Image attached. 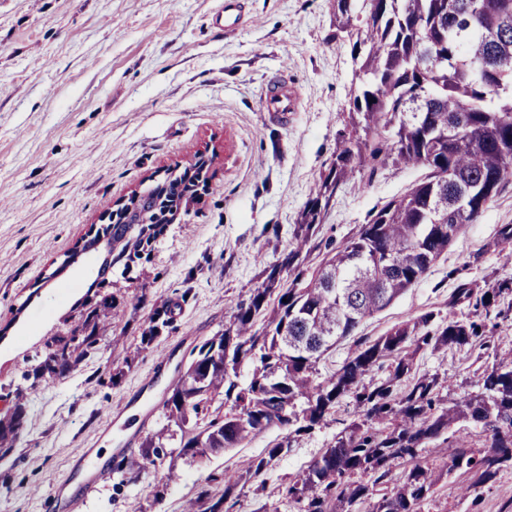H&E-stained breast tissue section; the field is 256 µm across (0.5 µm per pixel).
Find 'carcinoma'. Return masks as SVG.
<instances>
[{
    "label": "carcinoma",
    "mask_w": 512,
    "mask_h": 512,
    "mask_svg": "<svg viewBox=\"0 0 512 512\" xmlns=\"http://www.w3.org/2000/svg\"><path fill=\"white\" fill-rule=\"evenodd\" d=\"M354 2L334 0L336 36L349 38L360 72L348 130L298 215L293 247L264 268L261 285L236 303L224 330L196 347L164 401L167 427L144 438L140 456L161 457L172 426L182 455L192 458L202 441L227 449L270 428L284 435L266 456L224 474L219 498L204 489L185 512H215L220 504L230 512L239 488L325 424L345 398L354 419L287 488L299 512H357L369 496L376 497L373 512H417L452 471L486 485L512 469V348L496 354L475 390L453 401L441 396L447 380L415 371L427 352L490 349L489 323L502 316L498 299L512 292V279L486 289L460 283L453 301H469L470 316L427 312L373 340L359 336L340 367L318 377L325 353L424 278L512 183V0H364L363 15ZM390 162L424 167L428 175L371 213L342 244L322 243L324 216L349 177L363 172L371 179ZM204 165L188 161L150 194V205L176 216L207 182ZM144 232L127 221L103 227L116 254L104 260L97 287L109 267L121 262L125 274L142 259ZM321 246L323 257L310 265ZM115 308L112 296L84 304L34 378L66 375L93 356L100 323ZM171 324L169 306H155L142 347ZM248 362L252 375L241 385L238 370ZM470 420L483 425L484 449H472L460 435L449 461L419 463L429 440ZM26 421L19 392L13 411L0 417V459L13 452ZM401 460L413 465L392 484Z\"/></svg>",
    "instance_id": "carcinoma-1"
}]
</instances>
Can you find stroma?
<instances>
[{"mask_svg":"<svg viewBox=\"0 0 512 512\" xmlns=\"http://www.w3.org/2000/svg\"><path fill=\"white\" fill-rule=\"evenodd\" d=\"M218 2L0 0V416L12 412L19 391L27 412L16 447L0 460V512H47L76 482L85 452L131 459L145 434L166 426L177 365L223 330L237 301L260 286L263 268L285 256L345 129L351 47L336 35L333 0H243L248 23L224 36L211 28ZM281 71L299 92L284 123L262 110L265 84ZM201 151L214 158L208 189L152 243L147 279L113 267L110 291L120 306L99 332L97 353L67 376L34 378L97 275L96 256L67 268L63 260L113 204ZM425 174L389 164L370 180L354 175L330 206L322 238L344 240ZM506 224L511 184L360 334L373 339L430 311L467 317L471 305L453 298L461 281L488 288L512 279V243L497 237ZM135 295L145 302L134 311L125 302ZM162 302L173 323L155 347L142 348V330ZM493 360L489 350L452 348L418 356L416 370L447 377L460 396ZM117 406L148 419L119 454L110 414ZM352 418V406L340 402L324 426L240 492L234 512H259L272 500L280 512H298L285 498L288 483ZM280 435L269 429L202 460L181 456L179 437H170L167 458L113 471L73 512H183L201 489L220 494L225 472L246 468ZM172 465L179 477L170 482ZM420 512H512V469L480 486L451 473Z\"/></svg>","mask_w":512,"mask_h":512,"instance_id":"obj_1","label":"stroma"}]
</instances>
